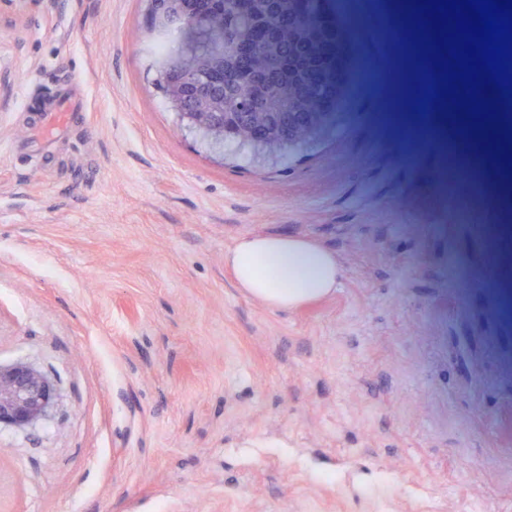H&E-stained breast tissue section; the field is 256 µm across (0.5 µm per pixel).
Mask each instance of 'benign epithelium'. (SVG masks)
<instances>
[{"instance_id":"1","label":"benign epithelium","mask_w":512,"mask_h":512,"mask_svg":"<svg viewBox=\"0 0 512 512\" xmlns=\"http://www.w3.org/2000/svg\"><path fill=\"white\" fill-rule=\"evenodd\" d=\"M148 24L154 32L182 35L193 24L204 22L217 12H224V0H147ZM284 18L272 16L266 29L246 38L231 37L212 59L204 61L192 74L180 68L164 67L165 98L170 109L190 131L206 139L224 141V95L229 88L251 80L265 92L263 105L276 111L282 122L293 124L305 110V96L298 92L289 99L270 101L269 88L277 82L295 80L296 59L287 54L270 70L261 72L254 63L259 47L284 28ZM277 134L261 127L240 137L239 145L254 156L273 158L268 142ZM57 398L52 379L33 364L17 360L0 364V426L26 431L44 420L52 411Z\"/></svg>"}]
</instances>
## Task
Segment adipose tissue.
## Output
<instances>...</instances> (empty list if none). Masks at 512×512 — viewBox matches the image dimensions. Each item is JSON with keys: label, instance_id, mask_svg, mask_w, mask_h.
Returning <instances> with one entry per match:
<instances>
[{"label": "adipose tissue", "instance_id": "adipose-tissue-1", "mask_svg": "<svg viewBox=\"0 0 512 512\" xmlns=\"http://www.w3.org/2000/svg\"><path fill=\"white\" fill-rule=\"evenodd\" d=\"M234 285L275 311H288L333 295L342 266L318 241L288 233L241 237L224 254Z\"/></svg>", "mask_w": 512, "mask_h": 512}]
</instances>
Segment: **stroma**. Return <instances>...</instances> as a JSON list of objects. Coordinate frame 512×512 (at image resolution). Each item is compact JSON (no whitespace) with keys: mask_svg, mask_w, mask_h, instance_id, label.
<instances>
[{"mask_svg":"<svg viewBox=\"0 0 512 512\" xmlns=\"http://www.w3.org/2000/svg\"><path fill=\"white\" fill-rule=\"evenodd\" d=\"M144 0H0V363L57 382L0 430V512H512V275L471 263L484 211L376 127L336 0L288 32L323 105L309 145L216 160L166 103ZM81 101L44 143L34 108ZM334 249L333 296L271 311L241 236Z\"/></svg>","mask_w":512,"mask_h":512,"instance_id":"obj_1","label":"stroma"}]
</instances>
